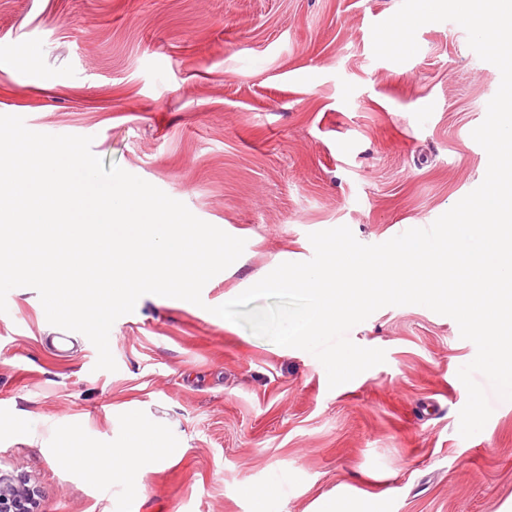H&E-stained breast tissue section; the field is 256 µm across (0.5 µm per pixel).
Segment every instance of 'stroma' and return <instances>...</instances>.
I'll list each match as a JSON object with an SVG mask.
<instances>
[{
  "label": "stroma",
  "instance_id": "1",
  "mask_svg": "<svg viewBox=\"0 0 512 512\" xmlns=\"http://www.w3.org/2000/svg\"><path fill=\"white\" fill-rule=\"evenodd\" d=\"M402 0H0V115L92 137V152L245 239L203 306L139 298L113 324L116 371L71 333L53 353L36 290L0 313V473L42 512H512V401L459 433L476 355L457 323L386 306L348 332L386 361L329 387L310 353L213 318L309 233L364 244L426 228L483 181L472 137L499 69L457 23L421 26L403 63L374 24ZM26 55V64L16 62ZM158 434L139 470L112 465L134 419ZM113 470L110 480L101 471Z\"/></svg>",
  "mask_w": 512,
  "mask_h": 512
}]
</instances>
